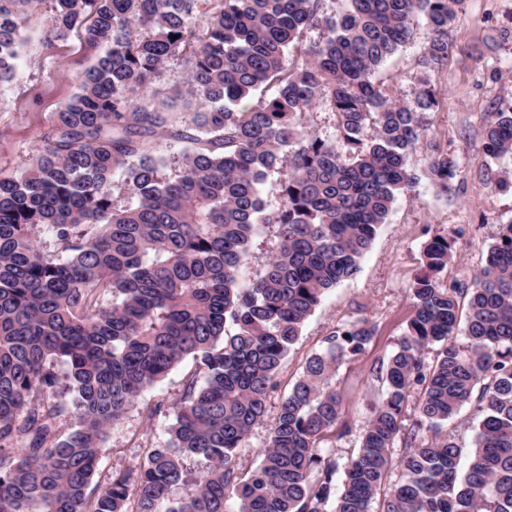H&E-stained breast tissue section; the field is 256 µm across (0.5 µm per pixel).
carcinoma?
<instances>
[{
  "instance_id": "1",
  "label": "carcinoma",
  "mask_w": 512,
  "mask_h": 512,
  "mask_svg": "<svg viewBox=\"0 0 512 512\" xmlns=\"http://www.w3.org/2000/svg\"><path fill=\"white\" fill-rule=\"evenodd\" d=\"M41 2L0 0V88ZM460 2L348 0L327 16L322 0H50L45 42L75 31L105 53L52 114L28 167L0 176V512H227L231 499L234 512H326L332 499L334 512H512V224L475 274L449 286L454 242L423 244L386 398L342 487L320 443L344 413L336 365L376 334L366 317L307 359L261 464L236 466L304 322L357 273L397 194L417 184L408 156L425 152L433 188L450 189L453 162L423 123L439 107L436 86L406 104L376 75L419 15L431 38L417 65L442 72ZM311 28L320 37L304 45ZM291 48L301 58L288 67ZM170 61L184 72L172 98L198 103L176 128L169 104L148 95ZM322 107L336 144L297 128V115ZM160 138L191 149L172 166ZM483 149L512 154L511 107L487 114ZM274 170L281 204L268 210L260 186ZM261 224L278 245L243 282ZM188 357L203 380L149 410L173 415L166 443L93 483L112 425ZM467 403L481 419L465 455L436 431ZM423 428L435 436L419 438ZM400 440L402 476L389 488ZM200 454L209 468L193 478L185 460Z\"/></svg>"
}]
</instances>
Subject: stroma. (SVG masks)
Listing matches in <instances>:
<instances>
[{
	"mask_svg": "<svg viewBox=\"0 0 512 512\" xmlns=\"http://www.w3.org/2000/svg\"><path fill=\"white\" fill-rule=\"evenodd\" d=\"M49 15L41 5L24 33L14 80L0 89V174L17 175L27 166L45 135L49 118L78 88L79 75L93 64L98 50L78 36L45 44ZM424 21H416L414 37L380 68L377 79L399 100L413 101L425 73L418 65L428 44ZM440 107L425 121L455 166L450 192H436L423 172L426 156L417 152L408 166L420 181L398 195L385 224L376 233L359 272L326 293L307 318L284 360L278 385L270 392L263 417L253 426L244 448L237 451L240 471L254 470L281 401L303 372L305 362L322 352L325 338L337 326L365 316L378 331L360 356L343 361L334 383L345 403V430L322 442L325 455L345 464L368 423L371 408L383 391L380 371L397 347L411 315L410 285L421 263V247L435 236L454 242L456 257L442 276L444 283L473 274L500 225L512 222V191L498 180L512 178V156L491 158L483 151L487 113L512 106V0H463L449 50L448 64L436 79ZM193 359H185L162 381L146 390L139 402L107 434L96 478L134 469L148 448L164 443L171 416L150 415L160 401L180 396L188 377L202 375Z\"/></svg>",
	"mask_w": 512,
	"mask_h": 512,
	"instance_id": "stroma-1",
	"label": "stroma"
}]
</instances>
